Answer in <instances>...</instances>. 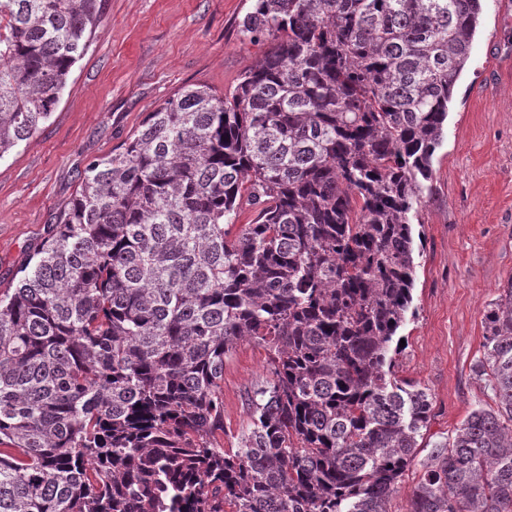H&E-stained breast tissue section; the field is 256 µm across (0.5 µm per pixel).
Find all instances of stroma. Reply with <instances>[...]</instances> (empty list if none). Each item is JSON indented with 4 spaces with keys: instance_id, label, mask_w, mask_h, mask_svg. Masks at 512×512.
Segmentation results:
<instances>
[{
    "instance_id": "1",
    "label": "stroma",
    "mask_w": 512,
    "mask_h": 512,
    "mask_svg": "<svg viewBox=\"0 0 512 512\" xmlns=\"http://www.w3.org/2000/svg\"><path fill=\"white\" fill-rule=\"evenodd\" d=\"M250 4L106 0L51 118L0 160V289L42 246L90 161L181 89L203 83L226 92L264 55L267 43L239 29ZM483 12L419 208L417 316L401 331L395 367L432 397L429 449L491 397L471 368L484 352V311L512 280V0H483ZM266 375L267 353L252 342L225 359V449L237 448L247 395Z\"/></svg>"
}]
</instances>
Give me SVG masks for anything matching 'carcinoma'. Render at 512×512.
<instances>
[{"label": "carcinoma", "mask_w": 512, "mask_h": 512, "mask_svg": "<svg viewBox=\"0 0 512 512\" xmlns=\"http://www.w3.org/2000/svg\"><path fill=\"white\" fill-rule=\"evenodd\" d=\"M104 0H0V159L29 140ZM482 0H254L269 42L88 164L0 290V512H390L430 394L396 377L412 217ZM255 210L248 224L237 219ZM491 389L423 461L407 512H512V280ZM269 375L224 450V358Z\"/></svg>", "instance_id": "cac0c4a2"}]
</instances>
